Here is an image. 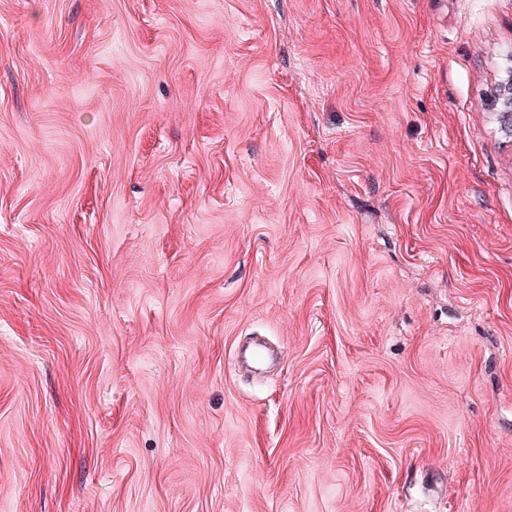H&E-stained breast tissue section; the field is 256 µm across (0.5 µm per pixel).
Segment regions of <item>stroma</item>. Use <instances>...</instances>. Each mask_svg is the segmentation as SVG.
I'll return each mask as SVG.
<instances>
[{
    "mask_svg": "<svg viewBox=\"0 0 512 512\" xmlns=\"http://www.w3.org/2000/svg\"><path fill=\"white\" fill-rule=\"evenodd\" d=\"M511 53L512 0H0V512H512ZM503 67L492 92L494 111L498 112L501 127L511 136L512 132V55Z\"/></svg>",
    "mask_w": 512,
    "mask_h": 512,
    "instance_id": "35a3bbf8",
    "label": "stroma"
}]
</instances>
